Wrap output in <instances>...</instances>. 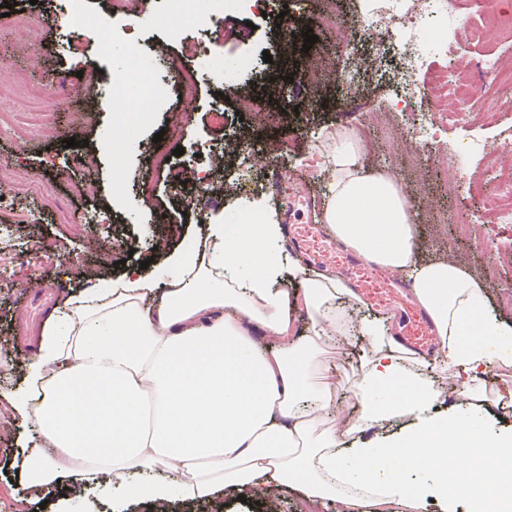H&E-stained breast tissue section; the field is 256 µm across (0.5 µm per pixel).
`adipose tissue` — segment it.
Masks as SVG:
<instances>
[{
    "mask_svg": "<svg viewBox=\"0 0 512 512\" xmlns=\"http://www.w3.org/2000/svg\"><path fill=\"white\" fill-rule=\"evenodd\" d=\"M331 180L324 220L348 250L409 272L418 302L442 340L443 371L469 401L495 356L512 355V321L490 309L480 275L450 256L420 260L410 200L389 175L363 170L350 129L326 135ZM273 218L212 224L205 258L182 252L144 273L101 276L93 293L68 298L46 322L27 370L8 400L23 426L54 449L32 452L20 474L31 502L61 485L69 499L87 484L150 512H173L258 486L305 497L370 500L421 512L427 497L443 512H512V432L488 435L477 414L434 412L443 391L386 322L366 321L369 346L357 372L312 379L344 331L335 303L351 297L341 280L284 268ZM296 290L278 283L282 274ZM309 323L296 329L292 310ZM361 401L358 418L338 419L340 392ZM401 420L394 437L347 446L348 437ZM414 465L432 485L405 480ZM176 469V484L151 472Z\"/></svg>",
    "mask_w": 512,
    "mask_h": 512,
    "instance_id": "1",
    "label": "adipose tissue"
}]
</instances>
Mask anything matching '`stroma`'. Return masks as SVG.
<instances>
[{
  "label": "stroma",
  "instance_id": "35a3bbf8",
  "mask_svg": "<svg viewBox=\"0 0 512 512\" xmlns=\"http://www.w3.org/2000/svg\"><path fill=\"white\" fill-rule=\"evenodd\" d=\"M31 22L15 27L0 16V168L12 170L0 181L10 207L0 208V239L13 260L0 268V512H34L17 473L24 449L43 447L36 430L23 427L9 410L5 393L23 378L28 347L43 324L59 314L64 301L94 288L103 253L126 267L146 259L155 265L188 241H198L203 225L235 217L253 223L279 214L281 202L311 190L326 204L329 183L319 151L327 131L354 129L363 145L361 161L371 171L392 169L417 208L416 248L422 258L450 253L483 277L496 314L512 319V227H489L483 202L494 196L487 175H498L503 153L512 148V92L495 102L482 98L465 105V123L447 138L432 137L438 115L428 113L432 90L427 73L450 68L456 81L481 79L476 64L496 57L503 74L512 73V37H494L512 0H457L451 13L425 15L428 28L447 27L448 43L424 42L422 69L411 68L393 40L374 41L370 0H321V13L341 17L351 36L320 34L296 64L297 77L316 83L297 108L256 120L247 104L266 81L272 66L264 55L280 58L287 38L306 23L281 19L282 0H198L199 23L181 17L172 0H144L141 18L108 17L105 0H86L88 13L106 18L114 37L108 51L96 42L58 30L55 16L62 0H17ZM218 23H209L213 11ZM133 28L142 42L131 57L124 34ZM224 64L223 76L213 72ZM173 79L177 65L199 76L192 101H166L149 118L128 124L109 108L90 111V91L59 94L64 75L97 72L108 85L129 64ZM162 141H154V134ZM76 138L78 147H64ZM478 152H466L470 139ZM183 147L172 165L154 170L153 155ZM448 156L447 167L431 162ZM224 185L219 195L194 204L196 176ZM483 182L481 196L469 179ZM126 190L112 191L115 181ZM44 289L30 298L28 288ZM352 327L337 351L322 359L330 374L352 373L369 339L359 323L385 320L395 326V309L360 302L346 306ZM486 400L478 408L485 429L495 436L512 431V365L488 370ZM299 490L276 491L261 499L218 497L192 506L191 512H304Z\"/></svg>",
  "mask_w": 512,
  "mask_h": 512
}]
</instances>
